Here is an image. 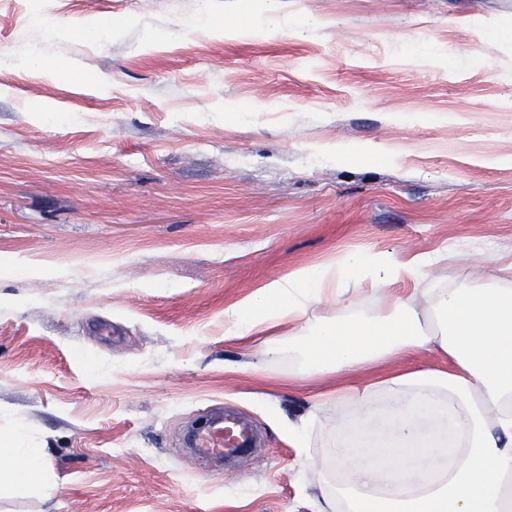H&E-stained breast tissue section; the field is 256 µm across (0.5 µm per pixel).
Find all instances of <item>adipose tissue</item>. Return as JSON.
Instances as JSON below:
<instances>
[{
  "mask_svg": "<svg viewBox=\"0 0 512 512\" xmlns=\"http://www.w3.org/2000/svg\"><path fill=\"white\" fill-rule=\"evenodd\" d=\"M451 257L446 248L351 254L272 280L227 310L241 338L288 322L295 376L350 380L317 396L356 414L330 437V490L312 512H512V261L480 281L425 287ZM369 283L413 289L374 312L360 302ZM326 299L335 315H311ZM409 352L446 364L392 369ZM44 459L41 448L10 449L0 487L48 490Z\"/></svg>",
  "mask_w": 512,
  "mask_h": 512,
  "instance_id": "1",
  "label": "adipose tissue"
}]
</instances>
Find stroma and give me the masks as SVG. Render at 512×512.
<instances>
[{"label":"stroma","mask_w":512,"mask_h":512,"mask_svg":"<svg viewBox=\"0 0 512 512\" xmlns=\"http://www.w3.org/2000/svg\"><path fill=\"white\" fill-rule=\"evenodd\" d=\"M510 29L512 0H0V437L55 484L0 512H311L353 410L224 312L352 252L512 261ZM217 410L242 466L182 444ZM279 425L282 432L288 437V441L292 443L294 448L298 449L301 456H305L307 448H310V421L303 420L300 423H294L289 420H281Z\"/></svg>","instance_id":"35a3bbf8"}]
</instances>
